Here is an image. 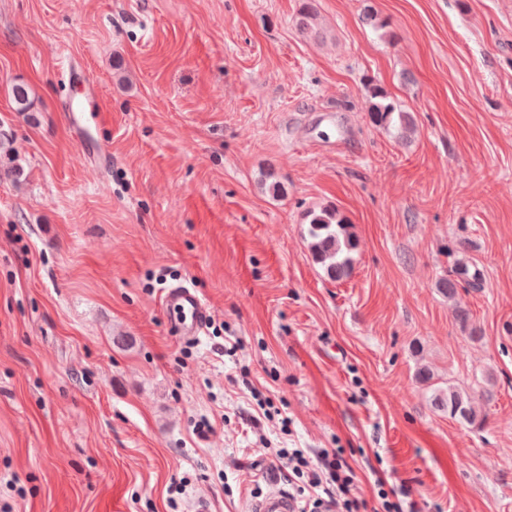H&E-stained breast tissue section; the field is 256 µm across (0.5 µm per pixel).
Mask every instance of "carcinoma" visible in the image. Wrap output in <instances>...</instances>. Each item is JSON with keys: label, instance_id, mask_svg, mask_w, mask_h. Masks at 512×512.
<instances>
[{"label": "carcinoma", "instance_id": "obj_1", "mask_svg": "<svg viewBox=\"0 0 512 512\" xmlns=\"http://www.w3.org/2000/svg\"><path fill=\"white\" fill-rule=\"evenodd\" d=\"M370 97L374 99L369 109L370 121L384 128H392L398 136L405 137L414 127L411 113L396 105L388 94L378 86L367 87ZM11 94L17 111L25 112L30 106V89L24 83H16ZM308 235L311 249L316 260L325 266L328 275L340 280L347 276L352 263L356 242L347 231V222L333 208L312 211L308 215ZM435 405L448 413V417L459 422L476 425L478 420L474 396L454 387L439 390L434 396Z\"/></svg>", "mask_w": 512, "mask_h": 512}]
</instances>
